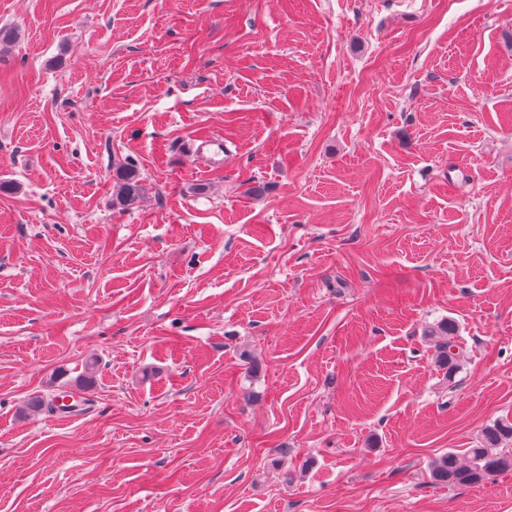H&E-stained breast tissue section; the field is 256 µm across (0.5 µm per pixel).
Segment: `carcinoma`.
Listing matches in <instances>:
<instances>
[{
  "label": "carcinoma",
  "instance_id": "carcinoma-1",
  "mask_svg": "<svg viewBox=\"0 0 512 512\" xmlns=\"http://www.w3.org/2000/svg\"><path fill=\"white\" fill-rule=\"evenodd\" d=\"M140 193L137 170L130 167L123 169L117 175V204L127 208L137 203ZM457 333L456 324L449 319L440 320L426 331V336L434 342L438 367L445 371V376L450 380L457 366ZM58 399L57 395L48 400L36 397L29 402V407L50 415L74 410L71 405L59 404ZM507 441L512 442V423H493L482 431L479 446L468 449L465 457L448 452L437 458L431 465L432 480L449 485H471L481 483L494 474L512 471V454L500 451V446Z\"/></svg>",
  "mask_w": 512,
  "mask_h": 512
}]
</instances>
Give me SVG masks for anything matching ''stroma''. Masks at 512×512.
I'll list each match as a JSON object with an SVG mask.
<instances>
[{"mask_svg":"<svg viewBox=\"0 0 512 512\" xmlns=\"http://www.w3.org/2000/svg\"><path fill=\"white\" fill-rule=\"evenodd\" d=\"M502 419L512 0H0V512H512ZM116 202L123 209L137 203L141 193L139 173L133 167L125 168L117 175ZM457 333L458 329L454 321L442 319L430 326L425 334L434 342L435 360L438 367L445 370L444 374L450 382L454 377L459 355V346L455 340ZM456 349L457 352H455ZM512 442V423L497 421L481 434L478 448H469L461 458L448 452L431 465L433 481L449 485H471L484 482L489 476L512 471V454L500 451V446Z\"/></svg>","mask_w":512,"mask_h":512,"instance_id":"obj_1","label":"stroma"}]
</instances>
